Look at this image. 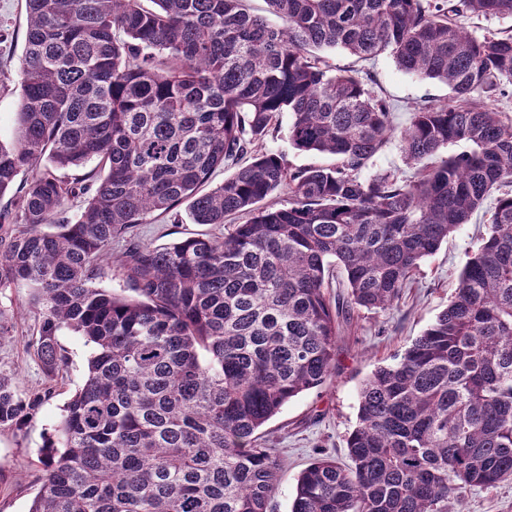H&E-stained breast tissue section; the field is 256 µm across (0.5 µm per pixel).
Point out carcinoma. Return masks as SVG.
Returning <instances> with one entry per match:
<instances>
[{"instance_id": "1", "label": "carcinoma", "mask_w": 512, "mask_h": 512, "mask_svg": "<svg viewBox=\"0 0 512 512\" xmlns=\"http://www.w3.org/2000/svg\"><path fill=\"white\" fill-rule=\"evenodd\" d=\"M245 2L25 0L0 288L33 290L48 380L68 364L59 331L91 348L28 512H270L284 459L259 430L336 372L332 280L349 306L388 309L491 197L448 306L361 384L351 464L310 463L290 512H460L462 488L512 479V122L486 103L512 86V35L462 23L512 16V0H265L266 15ZM332 48L388 52L450 99L399 130L355 71L323 65ZM285 113L293 146L334 164L246 159ZM396 134L415 172L362 176ZM461 142L471 150L442 155ZM281 189L287 203L263 204ZM185 202L196 224L241 223L135 238ZM120 240L132 297L98 286ZM39 401L0 375V429ZM179 210L183 217V224H173L168 216L153 214L147 217L145 224H138L137 234L141 241L153 245H166L177 242L189 236L210 235L214 233L227 234L232 230L230 224L218 226L213 224H192L186 216L187 203L182 204Z\"/></svg>"}]
</instances>
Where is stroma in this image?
Wrapping results in <instances>:
<instances>
[{"mask_svg": "<svg viewBox=\"0 0 512 512\" xmlns=\"http://www.w3.org/2000/svg\"><path fill=\"white\" fill-rule=\"evenodd\" d=\"M26 13L24 0H0V66L16 69L24 47ZM331 71L356 70L375 95L396 106L395 123L404 126L412 106L449 97L447 86L400 71L392 57L382 54L362 61L336 49L321 54ZM488 216L474 215L470 224L426 258L412 277V286L393 307L379 312L354 310L351 329L336 344V374L318 391L291 400L261 430V441L281 449L285 467L281 474L275 512H289L299 473L317 455L348 463L346 438L356 424L358 390L377 364L389 361L421 335L447 307L459 273L486 231ZM230 225L175 224L169 217L151 215L138 225L141 241L166 245L189 236L225 234ZM0 309L14 317L11 335L0 337V373L8 375L21 398L42 394L43 399L27 425L0 429V512H28L36 493V464L40 451L63 414V407L87 376L91 349L80 336L64 330L59 344L67 350L69 367L62 381L49 384L42 368L26 346L40 319L24 287L0 288ZM462 512H512V482L461 492Z\"/></svg>", "mask_w": 512, "mask_h": 512, "instance_id": "stroma-1", "label": "stroma"}]
</instances>
